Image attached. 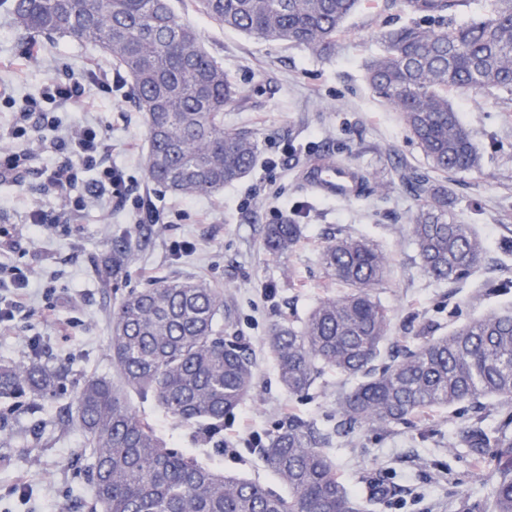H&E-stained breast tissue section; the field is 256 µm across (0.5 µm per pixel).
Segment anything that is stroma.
<instances>
[{"label":"stroma","instance_id":"stroma-1","mask_svg":"<svg viewBox=\"0 0 512 512\" xmlns=\"http://www.w3.org/2000/svg\"><path fill=\"white\" fill-rule=\"evenodd\" d=\"M171 3L197 27L203 46L239 87L238 98L224 109L225 128L249 131L259 144L252 170L217 196H176L149 180L144 118L119 89L113 58L66 37L39 40L37 52H30L0 11V152L20 150L6 132L17 112L40 99L48 81L90 74L94 81L80 99L43 109L63 126L85 119L102 126L113 162L136 188L123 207L103 195L90 199L62 233L37 231L24 222L32 206L51 215L64 208L61 199L41 189L37 170L50 162V154L37 156L25 180L0 182V234L22 239L24 251L10 262L30 281L25 311L0 331V362H19L39 350L43 362L61 371L64 396L72 398L86 376L113 373L108 304L161 280L203 279L223 289L231 329L244 337L256 361L255 397L225 421L224 433L263 439L291 420L335 426L336 404L351 385L331 372L307 395H288L265 347L271 323L304 317L317 300L343 293L319 261L327 237H365L387 255V279L376 293L390 309L389 345L411 342L426 325L445 333L512 304V293L491 287L512 280L511 92L455 97L481 162L470 171L438 174L398 112L365 80L364 66L382 51L384 33L410 22L407 8L391 0H361L335 54L319 57L304 47L220 27L198 14L192 0ZM321 155L361 170L358 198H321L304 184L305 167ZM268 157L278 159L277 168H263ZM420 183L447 187L449 212L475 225L487 243L485 261L453 288L431 281L417 258L410 224ZM286 218L302 224L304 232L287 256L276 258L265 248L263 228ZM116 235L129 237L134 252L123 274L107 283L104 263ZM177 241L191 242L192 250L174 251ZM127 399L178 447L221 470L275 485L261 459L245 448L215 452L135 393ZM60 406L47 400L35 413L0 401V415L8 419L0 429V512H80L78 499L89 498L86 462L79 457L83 436L61 423ZM471 422V411L461 405L429 410L390 431L359 427L334 443L332 453L354 492L374 484L386 488L375 512H460L462 501L484 498L495 477L492 467L475 470L469 449L456 442L457 431Z\"/></svg>","mask_w":512,"mask_h":512}]
</instances>
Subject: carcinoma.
I'll return each instance as SVG.
<instances>
[{"label": "carcinoma", "instance_id": "obj_1", "mask_svg": "<svg viewBox=\"0 0 512 512\" xmlns=\"http://www.w3.org/2000/svg\"><path fill=\"white\" fill-rule=\"evenodd\" d=\"M216 24L330 56L358 0H193ZM415 16L388 31L366 65L371 90L400 112L431 167H479L480 155L448 95L496 88L512 92V0H404ZM26 38L59 35L117 60L130 100L143 113L148 178L185 197L214 196L252 168L258 145L224 129V107L239 94L224 67L169 0H0ZM425 197L410 225L426 275L450 286L466 281L487 250L471 225L448 216V189L420 184ZM302 225L265 227L275 256L292 251ZM127 260L129 240L110 243ZM346 291L319 300L301 320L274 322L265 338L281 385L305 395L327 371L355 380L338 402L336 427L290 421L254 449L280 491L225 474L170 446L112 379L90 376L66 404L81 430L91 488L90 512H368L342 479L333 438L364 424L392 429L427 409L465 404L474 422L459 433L477 460L490 456L496 480L491 512H512V417L494 418L484 401L512 400V308L438 335L421 336L378 365L390 327L374 291L387 258L369 242L327 239L320 254ZM224 292L202 280H162L109 308V356L123 385L224 447V419L254 399L255 368L239 337L224 332ZM62 395L57 372L37 349L21 363H0V399L31 409Z\"/></svg>", "mask_w": 512, "mask_h": 512}]
</instances>
